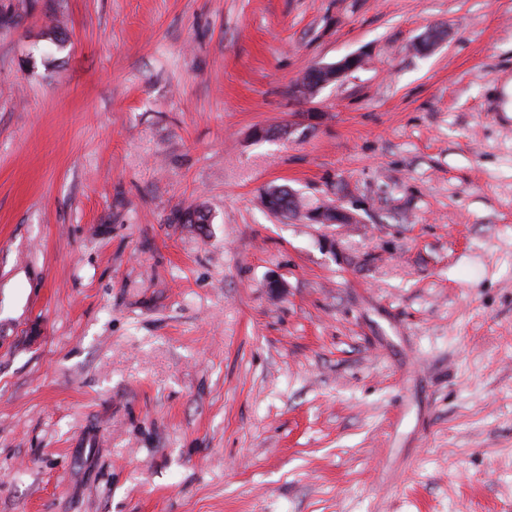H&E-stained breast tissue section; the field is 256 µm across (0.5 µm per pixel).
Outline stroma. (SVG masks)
I'll return each mask as SVG.
<instances>
[{"label":"stroma","mask_w":512,"mask_h":512,"mask_svg":"<svg viewBox=\"0 0 512 512\" xmlns=\"http://www.w3.org/2000/svg\"><path fill=\"white\" fill-rule=\"evenodd\" d=\"M511 84L512 0H0V512H512ZM362 64L360 55H348L340 61L331 65H314L310 67L301 77L300 82L295 87V93L304 98H312L321 88L331 84L341 78L344 74L358 69ZM313 73L319 77L317 82L308 78V73ZM281 187V194L277 197L276 201L272 202V206L267 203L264 196L263 198L261 197V202L272 214L288 219V216L294 214L300 208V200L288 188Z\"/></svg>","instance_id":"35a3bbf8"}]
</instances>
